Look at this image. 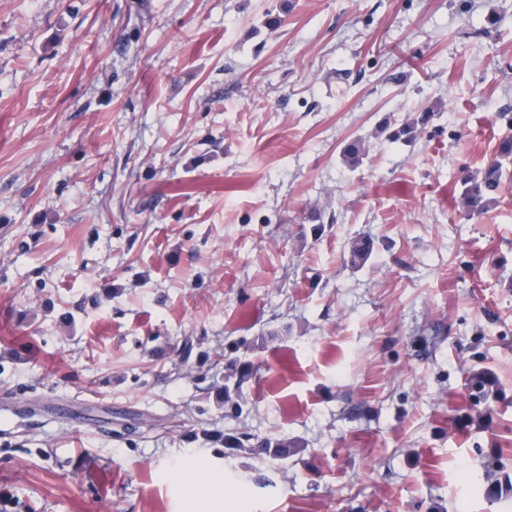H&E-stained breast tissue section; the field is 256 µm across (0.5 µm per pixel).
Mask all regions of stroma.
<instances>
[{"label":"stroma","mask_w":512,"mask_h":512,"mask_svg":"<svg viewBox=\"0 0 512 512\" xmlns=\"http://www.w3.org/2000/svg\"><path fill=\"white\" fill-rule=\"evenodd\" d=\"M505 107L512 0H0V512H512ZM512 182V136L503 137L496 157L475 174L462 179L455 208L464 219L471 220L487 213L498 202L506 183Z\"/></svg>","instance_id":"1"}]
</instances>
